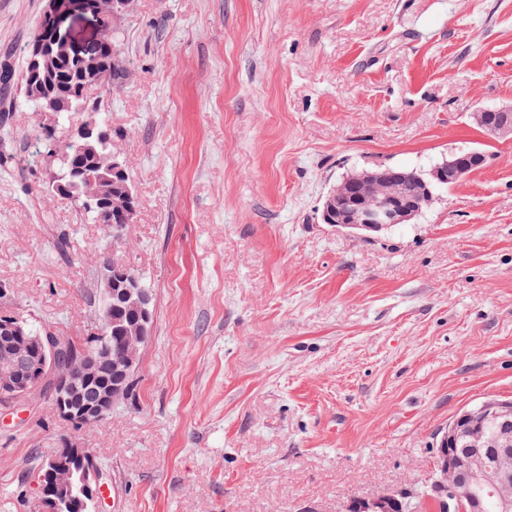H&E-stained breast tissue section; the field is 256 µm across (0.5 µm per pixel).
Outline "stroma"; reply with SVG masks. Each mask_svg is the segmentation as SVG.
<instances>
[{
    "mask_svg": "<svg viewBox=\"0 0 512 512\" xmlns=\"http://www.w3.org/2000/svg\"><path fill=\"white\" fill-rule=\"evenodd\" d=\"M45 0H0L21 72ZM122 70L91 97L129 167L120 236L48 194L46 114L0 86V311L100 323L101 263L154 299L133 388L105 422L0 406V512H35L63 440L102 472L98 512H344L428 482L449 421L512 399V0H134ZM487 163L377 236L320 221L379 166ZM512 108L509 109H480L473 113L474 121L481 127L488 130L494 136L512 135ZM497 113V118L492 124L489 123V116Z\"/></svg>",
    "mask_w": 512,
    "mask_h": 512,
    "instance_id": "stroma-1",
    "label": "stroma"
}]
</instances>
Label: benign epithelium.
I'll list each match as a JSON object with an SVG mask.
<instances>
[{"instance_id":"1","label":"benign epithelium","mask_w":512,"mask_h":512,"mask_svg":"<svg viewBox=\"0 0 512 512\" xmlns=\"http://www.w3.org/2000/svg\"><path fill=\"white\" fill-rule=\"evenodd\" d=\"M105 0H46L43 18L54 23L56 40L63 42L75 56L87 52L89 46L79 47L68 31L62 29V20L73 12L90 13L102 21ZM51 44L46 42L42 28H37L31 42L30 66L36 67L39 59L46 56ZM474 121L494 136L512 135V109H480L473 113ZM476 156L468 152L436 166L432 176L438 183L458 182L470 171V161ZM358 188L361 200L359 221L348 228L379 232L391 224H405L420 217L433 199L435 189L423 187L415 201L404 202L395 193L388 177L377 170L356 173L336 185L327 196L325 211L340 209L348 200L347 182ZM124 297L137 296L141 332L138 336L127 337L122 357L112 361V384L105 387L78 412H73L71 384L64 380L57 387V414L64 420L83 424H94L104 420L117 404L128 394V379L135 372L140 351L149 339L147 325L151 320L149 292L139 287L138 278L130 276L125 288L119 291ZM0 330L3 331V350L0 351V391L9 393L11 405L26 402L35 397L38 387L53 377L68 353L66 341L53 327H46L37 336H29L20 320L11 313H0ZM467 428L471 435L470 451L463 457L448 447L456 439L459 427ZM494 427L500 432L498 447H484L483 434L486 428ZM70 463L81 471L84 499L96 504L99 494V467L85 448L74 444L67 447ZM491 493L497 499L498 512H512V402L483 401L476 407L465 410L448 423V430L441 437L437 448L434 471L430 486L421 492L412 488L389 490L380 495L353 500L350 512H400L399 497H420L428 502L437 500L444 512H482L484 494ZM40 512H61L62 507H72V501L65 505L52 498V491H43L39 498Z\"/></svg>"}]
</instances>
